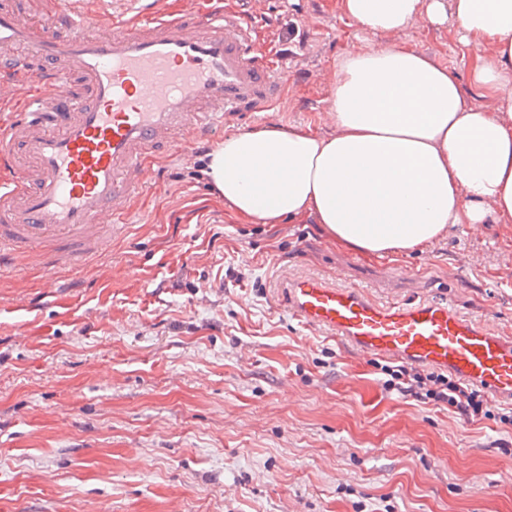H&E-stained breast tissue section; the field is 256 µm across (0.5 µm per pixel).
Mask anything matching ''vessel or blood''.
<instances>
[{
  "mask_svg": "<svg viewBox=\"0 0 512 512\" xmlns=\"http://www.w3.org/2000/svg\"><path fill=\"white\" fill-rule=\"evenodd\" d=\"M88 0H45L39 22L0 4V266L43 255L56 271L95 255L123 228L142 172L175 141L281 99V61L259 46L257 14L232 0H115L86 33ZM24 56H13L15 47ZM311 329L356 353L447 370L512 399V336L441 300L382 302L314 275L284 279Z\"/></svg>",
  "mask_w": 512,
  "mask_h": 512,
  "instance_id": "obj_1",
  "label": "vessel or blood"
}]
</instances>
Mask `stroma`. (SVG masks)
I'll use <instances>...</instances> for the list:
<instances>
[{"mask_svg":"<svg viewBox=\"0 0 512 512\" xmlns=\"http://www.w3.org/2000/svg\"><path fill=\"white\" fill-rule=\"evenodd\" d=\"M259 8L294 85L213 143L268 124L328 132L339 56L376 41L340 0ZM400 39L490 106L452 25ZM211 145L149 164L122 234L54 288L42 259L0 268V512H512V425L388 392L377 356L305 326L282 282L444 298L512 332V226L362 257L310 220L232 216L194 174Z\"/></svg>","mask_w":512,"mask_h":512,"instance_id":"stroma-1","label":"stroma"}]
</instances>
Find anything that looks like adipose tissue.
<instances>
[{"label": "adipose tissue", "mask_w": 512, "mask_h": 512, "mask_svg": "<svg viewBox=\"0 0 512 512\" xmlns=\"http://www.w3.org/2000/svg\"><path fill=\"white\" fill-rule=\"evenodd\" d=\"M379 36L345 52L330 80L332 129L263 125L226 136L204 175L247 222L313 219L337 245L397 257L450 226L512 223V0H341ZM453 24L463 45L493 49L472 81L492 108L468 105L457 78L400 42L408 24Z\"/></svg>", "instance_id": "adipose-tissue-1"}]
</instances>
